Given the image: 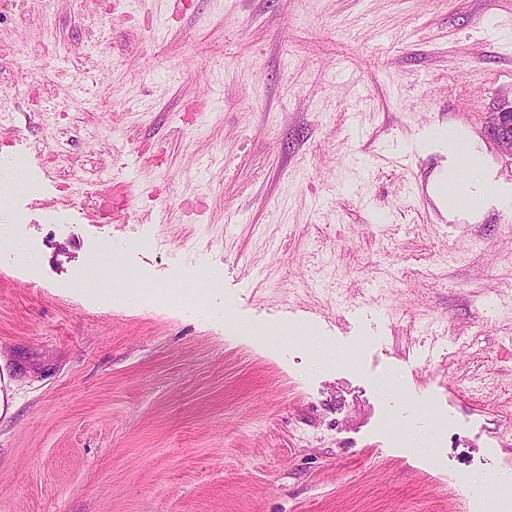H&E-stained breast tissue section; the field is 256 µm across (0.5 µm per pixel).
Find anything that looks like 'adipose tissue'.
<instances>
[{"label": "adipose tissue", "instance_id": "1", "mask_svg": "<svg viewBox=\"0 0 512 512\" xmlns=\"http://www.w3.org/2000/svg\"><path fill=\"white\" fill-rule=\"evenodd\" d=\"M419 148L439 152L445 157L440 173L432 181L430 192L449 219L475 222L489 205L512 203V194L497 185L493 172L484 164L475 145L463 132H450L441 125L432 126ZM453 180L459 181L462 188V198L458 201L445 199L443 194L445 183ZM103 273L100 265L90 267L82 288L87 297L111 306L132 307L140 302L143 280L139 274L130 273L122 284L107 287L101 281ZM221 280V274L210 269L197 274L196 294L201 296L213 318L223 322L225 331L236 336H255L257 330L253 325L225 314L224 294L219 287Z\"/></svg>", "mask_w": 512, "mask_h": 512}]
</instances>
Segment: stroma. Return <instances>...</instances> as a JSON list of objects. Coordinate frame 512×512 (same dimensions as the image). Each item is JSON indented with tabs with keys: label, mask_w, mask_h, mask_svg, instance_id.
Returning a JSON list of instances; mask_svg holds the SVG:
<instances>
[{
	"label": "stroma",
	"mask_w": 512,
	"mask_h": 512,
	"mask_svg": "<svg viewBox=\"0 0 512 512\" xmlns=\"http://www.w3.org/2000/svg\"><path fill=\"white\" fill-rule=\"evenodd\" d=\"M505 99L512 0H0V153L34 185L0 211L27 252L0 512H483L512 480V207L448 221L413 142L463 129L511 184ZM104 242L139 305L76 288ZM210 267L254 339L154 297ZM485 131L503 153L512 157V100L499 103L488 113Z\"/></svg>",
	"instance_id": "stroma-1"
}]
</instances>
